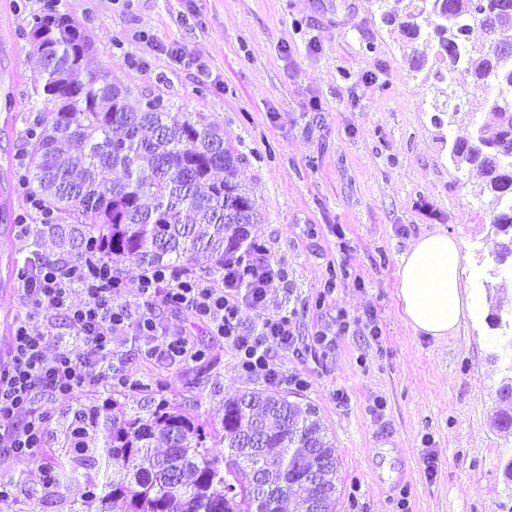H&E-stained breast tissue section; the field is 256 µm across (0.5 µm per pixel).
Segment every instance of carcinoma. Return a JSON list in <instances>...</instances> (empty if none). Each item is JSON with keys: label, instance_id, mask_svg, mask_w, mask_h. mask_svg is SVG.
I'll list each match as a JSON object with an SVG mask.
<instances>
[{"label": "carcinoma", "instance_id": "1", "mask_svg": "<svg viewBox=\"0 0 512 512\" xmlns=\"http://www.w3.org/2000/svg\"><path fill=\"white\" fill-rule=\"evenodd\" d=\"M402 28L412 40L435 38L453 57L467 47L465 70L494 92L487 115L468 142H454L451 157L477 172L483 189L499 208L493 227L512 229V0H409ZM427 16V30L418 18ZM26 36L41 59L33 94L36 109L29 164L33 176L19 184L38 197L47 224H79L92 211L97 222L84 226L87 242L121 272L126 265L146 271L167 268L195 274L193 259L210 254L216 268L237 270L248 283L246 255L258 248L250 226L259 222L250 194L238 181L242 158L224 133L200 112L170 117L159 97L131 106L128 89L107 69H91V43L80 24L47 0L32 14ZM476 26L489 42H470ZM86 163L75 170L72 151ZM121 168L126 181L112 179ZM224 171L218 179L215 172ZM491 327L500 331L501 349L512 351V308L497 305ZM162 379L144 384L112 382V401L67 411L68 431L41 461L54 492L64 480L82 478L74 512H336L338 460L322 435L319 410L288 400L273 387L244 390L224 401L216 451L195 413L203 399L199 378L189 404L160 400L130 413L118 397L127 389L150 392Z\"/></svg>", "mask_w": 512, "mask_h": 512}]
</instances>
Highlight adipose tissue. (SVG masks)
<instances>
[{
    "label": "adipose tissue",
    "mask_w": 512,
    "mask_h": 512,
    "mask_svg": "<svg viewBox=\"0 0 512 512\" xmlns=\"http://www.w3.org/2000/svg\"><path fill=\"white\" fill-rule=\"evenodd\" d=\"M463 274L459 241L447 232L424 233L410 245L399 262L397 289L414 332L437 340L458 332L473 306Z\"/></svg>",
    "instance_id": "ef3b65f1"
}]
</instances>
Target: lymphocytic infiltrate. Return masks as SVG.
I'll return each instance as SVG.
<instances>
[{"mask_svg": "<svg viewBox=\"0 0 512 512\" xmlns=\"http://www.w3.org/2000/svg\"><path fill=\"white\" fill-rule=\"evenodd\" d=\"M250 285L238 287L233 267L205 278H184L158 269L139 280L142 297L191 315L210 333L224 337L235 351L240 369L251 378H276L271 351L296 344L290 317L266 311L269 293L287 273L268 249L250 258ZM18 280L30 314L12 341L9 361L0 369V447L19 459H37L48 436L45 400L74 397L85 387L100 384L112 374L110 354L137 330L153 355L191 357L187 343L166 335L153 312L119 302L124 285L98 250L88 248L74 259L42 261L35 272L19 269ZM84 297L74 305L73 291ZM258 313L259 325L241 324L242 309ZM60 316L65 332L56 333L42 312ZM56 353L45 357V342Z\"/></svg>", "mask_w": 512, "mask_h": 512, "instance_id": "1", "label": "lymphocytic infiltrate"}]
</instances>
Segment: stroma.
Wrapping results in <instances>:
<instances>
[{
	"label": "stroma",
	"mask_w": 512,
	"mask_h": 512,
	"mask_svg": "<svg viewBox=\"0 0 512 512\" xmlns=\"http://www.w3.org/2000/svg\"><path fill=\"white\" fill-rule=\"evenodd\" d=\"M56 0L90 35L92 68H104L133 98L159 95L202 113L242 157L239 181L261 218L254 237L288 271L268 312L287 305L297 352L273 349L279 389L315 405L339 460L336 512H512V436L493 420L506 375L489 317L512 301V271L491 276L506 237L495 232L491 196L449 151L471 139L489 91L466 70L452 124L437 126L428 96L448 103L436 82L435 43L412 40L383 13L395 0ZM43 0H0V364L26 318L17 269L31 254L17 241L30 226L40 257H77L69 226L41 223L17 184L29 145L24 130L41 68L23 38ZM441 229L461 243L464 282L476 305L445 340L414 333L397 296L401 255L421 233ZM351 326L328 349L315 332ZM164 329L191 332L204 351L201 421L219 425L224 400L255 387L224 338L181 312L161 311ZM126 374L163 375L168 399H191L188 368L146 359L138 343L119 348ZM302 387L289 385L293 376ZM436 458L426 471L425 454ZM13 512H68L77 489L48 492L38 465L0 451V482Z\"/></svg>",
	"instance_id": "obj_1"
}]
</instances>
